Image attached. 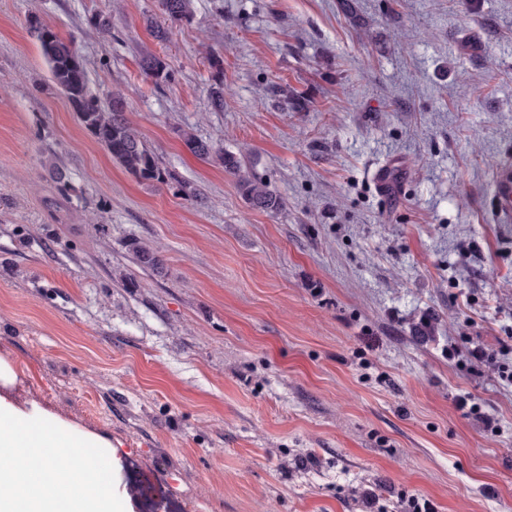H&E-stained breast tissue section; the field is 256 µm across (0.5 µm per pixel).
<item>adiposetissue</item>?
I'll use <instances>...</instances> for the list:
<instances>
[{
  "label": "adipose tissue",
  "mask_w": 512,
  "mask_h": 512,
  "mask_svg": "<svg viewBox=\"0 0 512 512\" xmlns=\"http://www.w3.org/2000/svg\"><path fill=\"white\" fill-rule=\"evenodd\" d=\"M16 374L0 358V512H132L130 501L115 488L89 484L80 472L53 479L57 456L92 448L102 469L117 474L121 464L106 438L81 431L51 413L15 403L9 390ZM40 455L48 486L25 485L11 460L18 449Z\"/></svg>",
  "instance_id": "obj_1"
}]
</instances>
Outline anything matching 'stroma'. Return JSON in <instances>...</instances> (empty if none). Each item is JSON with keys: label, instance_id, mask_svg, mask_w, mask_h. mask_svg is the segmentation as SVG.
<instances>
[{"label": "stroma", "instance_id": "stroma-1", "mask_svg": "<svg viewBox=\"0 0 512 512\" xmlns=\"http://www.w3.org/2000/svg\"><path fill=\"white\" fill-rule=\"evenodd\" d=\"M157 11L0 0L12 397L108 438L121 490L140 466L156 494L133 512H406L413 494L512 512V383L448 357L512 348V224L494 222L492 184L512 149V0H194L164 45L145 24ZM33 16L74 41L94 92L122 94L175 181L129 174L39 92ZM149 53L174 70L163 87L139 67ZM185 129L242 155L282 209L249 208ZM131 237L165 274L136 264ZM127 247L140 267L157 273L164 271V256L151 244L142 240L132 239L128 242Z\"/></svg>", "mask_w": 512, "mask_h": 512}]
</instances>
